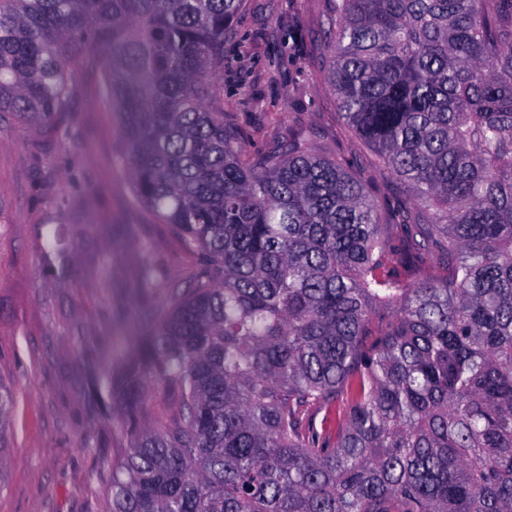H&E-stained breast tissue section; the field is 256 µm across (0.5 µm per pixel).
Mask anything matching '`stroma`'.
Masks as SVG:
<instances>
[{
    "mask_svg": "<svg viewBox=\"0 0 512 512\" xmlns=\"http://www.w3.org/2000/svg\"><path fill=\"white\" fill-rule=\"evenodd\" d=\"M328 14V0H244L224 40L225 116L243 130L247 151L302 137L397 208L406 194L367 164L327 79ZM72 78L58 136L0 114V381L15 392L0 512H111L102 461L118 458L128 438L88 378L121 361L168 284L197 263L132 197L99 63L80 64ZM48 224L67 234L64 267L44 261ZM145 260L160 272L147 299L137 277Z\"/></svg>",
    "mask_w": 512,
    "mask_h": 512,
    "instance_id": "stroma-1",
    "label": "stroma"
}]
</instances>
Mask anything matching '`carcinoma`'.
<instances>
[{"label": "carcinoma", "instance_id": "obj_1", "mask_svg": "<svg viewBox=\"0 0 512 512\" xmlns=\"http://www.w3.org/2000/svg\"><path fill=\"white\" fill-rule=\"evenodd\" d=\"M243 2L0 0V112L58 132L99 58L134 198L199 258L91 377L130 439L112 512H512V0H330L343 119L413 200L391 214L224 120Z\"/></svg>", "mask_w": 512, "mask_h": 512}]
</instances>
